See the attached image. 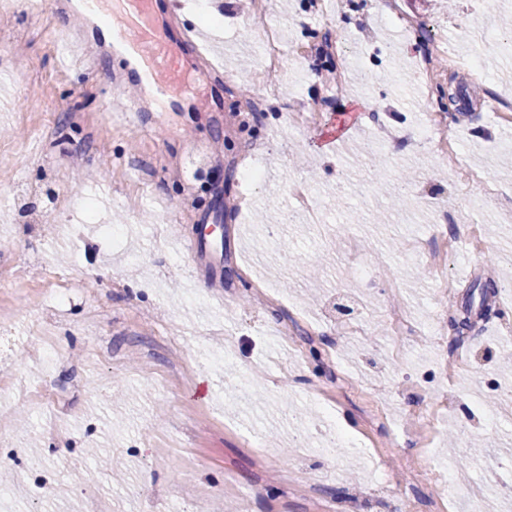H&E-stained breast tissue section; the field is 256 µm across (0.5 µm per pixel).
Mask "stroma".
Listing matches in <instances>:
<instances>
[{
  "label": "stroma",
  "instance_id": "35a3bbf8",
  "mask_svg": "<svg viewBox=\"0 0 512 512\" xmlns=\"http://www.w3.org/2000/svg\"><path fill=\"white\" fill-rule=\"evenodd\" d=\"M152 2L197 80L164 110L76 0H43L35 19L18 0L0 8L10 38L0 50V316L20 338L0 357V501L11 512H224L228 502L239 512H415L395 492L413 466L423 485L447 486L456 512L475 496L505 512L512 371L500 359L512 343L498 329L512 323V223L499 214L512 210V163L493 145L512 122L490 120L488 97L512 73V0H397L415 31L384 20L380 0H326L322 15L309 0H270L268 21L288 44L335 42L341 53L293 56L269 73L242 0H180L174 16L168 0ZM465 18L493 30L479 72L441 69L450 104L422 102L412 64L429 48L423 31L462 45ZM199 47L253 91L283 89L252 131L266 141L263 183H245L233 161L245 141L234 100L199 64ZM366 61L370 82L344 81ZM128 99L149 108L113 116L112 102ZM300 99L319 104L316 121L282 134ZM435 109L462 130L470 166L504 191L482 217L481 242L468 223L443 231L429 221L432 206H457L479 185L449 180L432 148L374 144L373 113L411 130ZM193 144L210 162L193 210L168 226ZM407 171L417 193L401 199L394 185ZM297 180L322 226L293 218ZM218 222L221 252L187 254L184 239ZM55 224L69 233L48 235ZM106 224L121 227L119 243ZM348 232L369 245L358 269L336 246ZM414 233L447 249L443 280L404 259ZM490 280L495 292L482 294ZM398 307L422 324L445 315L443 336L388 335ZM48 317L60 349L51 365L35 339ZM465 317L469 329L457 330ZM353 320L365 334L337 332ZM462 347L470 362L449 371ZM301 432L310 447H295ZM35 452L49 485L25 470Z\"/></svg>",
  "mask_w": 512,
  "mask_h": 512
}]
</instances>
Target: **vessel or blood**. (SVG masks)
I'll return each instance as SVG.
<instances>
[{"label": "vessel or blood", "mask_w": 512, "mask_h": 512, "mask_svg": "<svg viewBox=\"0 0 512 512\" xmlns=\"http://www.w3.org/2000/svg\"><path fill=\"white\" fill-rule=\"evenodd\" d=\"M113 29L124 53L136 64L139 82L167 97L185 85L183 66L151 19L150 0H112Z\"/></svg>", "instance_id": "vessel-or-blood-1"}]
</instances>
